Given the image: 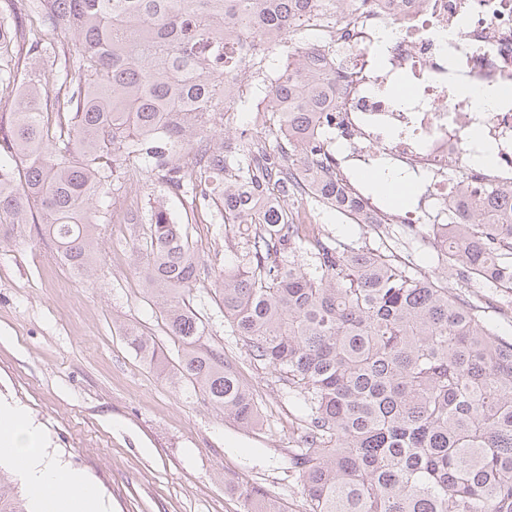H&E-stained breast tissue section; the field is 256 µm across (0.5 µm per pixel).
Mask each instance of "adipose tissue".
<instances>
[{
  "label": "adipose tissue",
  "instance_id": "adipose-tissue-1",
  "mask_svg": "<svg viewBox=\"0 0 512 512\" xmlns=\"http://www.w3.org/2000/svg\"><path fill=\"white\" fill-rule=\"evenodd\" d=\"M0 458L13 460L37 500L50 501L53 512H97L98 491L75 470L49 464L37 435L16 406H0Z\"/></svg>",
  "mask_w": 512,
  "mask_h": 512
}]
</instances>
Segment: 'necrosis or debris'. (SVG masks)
<instances>
[{"mask_svg": "<svg viewBox=\"0 0 512 512\" xmlns=\"http://www.w3.org/2000/svg\"><path fill=\"white\" fill-rule=\"evenodd\" d=\"M309 46L336 73L332 130L346 160H382L423 179L414 209L389 211L336 178L365 211L409 235L447 223L462 185L512 189V103L477 105L479 90L512 93V0H368L335 23L310 15ZM412 94L396 101L391 87Z\"/></svg>", "mask_w": 512, "mask_h": 512, "instance_id": "obj_1", "label": "necrosis or debris"}]
</instances>
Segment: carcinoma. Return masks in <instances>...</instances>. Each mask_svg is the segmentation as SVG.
<instances>
[{
  "label": "carcinoma",
  "mask_w": 512,
  "mask_h": 512,
  "mask_svg": "<svg viewBox=\"0 0 512 512\" xmlns=\"http://www.w3.org/2000/svg\"><path fill=\"white\" fill-rule=\"evenodd\" d=\"M347 0H32L34 22L0 25V235L36 209L44 233L78 275L94 264L97 199L135 168L157 170L175 195L212 202L246 248L213 292L251 358L273 367L307 409L293 464L310 512H512V341L482 306L392 253L301 237L278 193L372 224L336 181L314 141L331 122L335 75L308 48L286 54L266 91L268 126L217 137L234 101L229 75L260 74L265 56L315 10ZM70 35L52 109L41 84H18L15 48L40 59L57 30ZM184 152L178 161L173 153ZM24 163L23 179L12 162ZM439 263L464 284L512 291V191L460 193L458 214L433 230ZM137 252L145 298L181 350L136 326L130 348L245 428L253 393L216 349L190 296L202 259L168 207L150 209ZM250 512H276L243 485ZM0 512H35L0 469Z\"/></svg>",
  "instance_id": "1"
}]
</instances>
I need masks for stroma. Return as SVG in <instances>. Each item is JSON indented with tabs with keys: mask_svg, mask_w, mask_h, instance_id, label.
Returning a JSON list of instances; mask_svg holds the SVG:
<instances>
[{
	"mask_svg": "<svg viewBox=\"0 0 512 512\" xmlns=\"http://www.w3.org/2000/svg\"><path fill=\"white\" fill-rule=\"evenodd\" d=\"M165 198L205 263L193 302L207 325L204 346L220 350L250 388L260 424L246 429L191 389L171 383L125 344L141 326L176 357L157 308L143 294L135 246L151 206ZM94 274L74 275L56 260L40 225L0 240V402L25 408L53 461L84 472L106 512H246L234 486L260 487L284 512H309L292 458L302 404L272 367L253 361L234 336L210 286L243 241L215 209L167 195L155 174L114 184L102 199ZM309 233L410 258L444 277L435 254L399 225L380 237L336 211L312 206Z\"/></svg>",
	"mask_w": 512,
	"mask_h": 512,
	"instance_id": "1",
	"label": "stroma"
}]
</instances>
